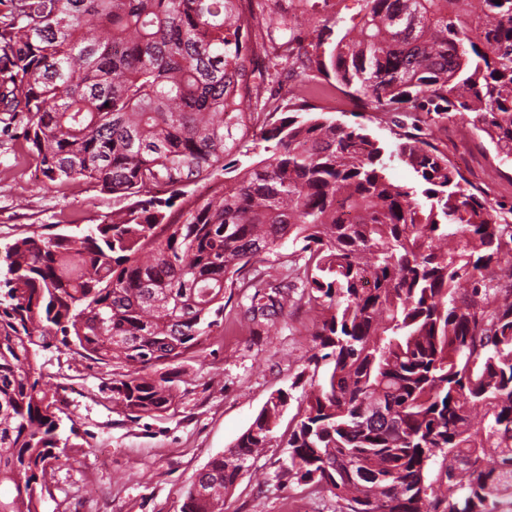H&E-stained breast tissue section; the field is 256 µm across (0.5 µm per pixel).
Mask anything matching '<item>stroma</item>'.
<instances>
[{"label": "stroma", "instance_id": "35a3bbf8", "mask_svg": "<svg viewBox=\"0 0 512 512\" xmlns=\"http://www.w3.org/2000/svg\"><path fill=\"white\" fill-rule=\"evenodd\" d=\"M362 0H313L301 30L316 19H337L325 37L333 45L357 25ZM324 106L347 123L362 121L373 137L394 145L397 128L389 112L367 109L355 118L342 97ZM413 125L432 132L433 142L459 163L467 180L490 203H512V162L496 160L489 139L470 115L440 125L424 114ZM115 198L86 183L43 182L16 129L0 128V247L15 238L77 233L112 214ZM245 289L236 288L224 308V328L203 349L175 363L180 397L156 417L135 419L112 403L106 385L112 368L53 342L38 364L55 394L67 438L66 458L48 467L40 512H180L193 474L231 448L266 401L280 390L292 393L275 437L224 498V512H333L329 492L307 490L281 478L288 457V425L314 374L313 326L298 293L282 316L247 327Z\"/></svg>", "mask_w": 512, "mask_h": 512}]
</instances>
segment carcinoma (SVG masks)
Wrapping results in <instances>:
<instances>
[{
	"mask_svg": "<svg viewBox=\"0 0 512 512\" xmlns=\"http://www.w3.org/2000/svg\"><path fill=\"white\" fill-rule=\"evenodd\" d=\"M480 3L364 0L328 53L298 52L288 98L268 85L298 23L269 0H9L0 122L22 126L48 181L92 184L117 208L0 253V512H38L64 457L37 365L50 340L115 366L124 411L165 413L170 366L224 326L241 276L248 322L282 314L288 294L255 264L286 242L328 367L280 477L330 492L335 512H512V206L473 192L432 134L391 149L307 100L334 88L385 112H473L512 161V0ZM242 148L267 157L220 179ZM394 159L415 182L388 177ZM290 399L269 398L180 512H224Z\"/></svg>",
	"mask_w": 512,
	"mask_h": 512,
	"instance_id": "cac0c4a2",
	"label": "carcinoma"
}]
</instances>
